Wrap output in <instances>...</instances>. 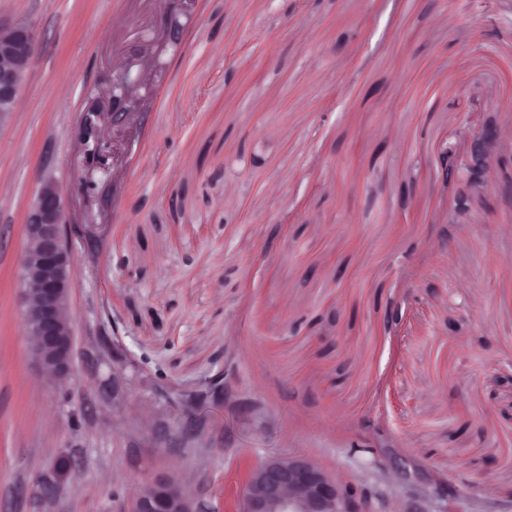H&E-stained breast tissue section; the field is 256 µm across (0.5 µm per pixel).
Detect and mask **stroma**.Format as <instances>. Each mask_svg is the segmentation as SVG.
I'll return each mask as SVG.
<instances>
[{"instance_id":"35a3bbf8","label":"stroma","mask_w":512,"mask_h":512,"mask_svg":"<svg viewBox=\"0 0 512 512\" xmlns=\"http://www.w3.org/2000/svg\"><path fill=\"white\" fill-rule=\"evenodd\" d=\"M16 19L35 42L0 125V512H129L163 472L236 512L272 453L363 512H512V137L470 212L436 176L442 145L512 125V0H0ZM147 48L141 126L87 169L81 117ZM48 171L105 226L72 239L64 382L19 303ZM219 373L223 409L179 447L183 394Z\"/></svg>"}]
</instances>
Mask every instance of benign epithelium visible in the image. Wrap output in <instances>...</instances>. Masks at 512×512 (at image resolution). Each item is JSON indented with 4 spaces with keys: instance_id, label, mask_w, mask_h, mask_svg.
I'll list each match as a JSON object with an SVG mask.
<instances>
[{
    "instance_id": "7a95c632",
    "label": "benign epithelium",
    "mask_w": 512,
    "mask_h": 512,
    "mask_svg": "<svg viewBox=\"0 0 512 512\" xmlns=\"http://www.w3.org/2000/svg\"><path fill=\"white\" fill-rule=\"evenodd\" d=\"M34 30L27 20L0 23V124L15 111L19 92L30 70ZM153 55L143 52L140 70L132 81L125 73L117 76L123 96L112 111L84 113L81 130L88 138L100 139L112 130V152L98 156V163L117 161L120 146L129 143L140 113L134 88L150 78ZM501 139L496 127L483 128L471 135L469 153L461 155L443 146L439 164L444 181L484 183L487 165L474 166L472 154L485 140ZM100 225L72 221L64 204L62 187L55 176L44 174L26 220L27 243L20 264L21 306L26 336L41 371L49 378L63 380L73 370L74 334L69 311L72 275L75 265L69 237L76 234L90 241L98 236ZM203 400L184 404L178 425L181 439L197 441L211 413L224 408L223 377L217 376L201 390ZM359 493L339 484L322 467L305 457L272 454L254 468L245 486L241 512H361ZM131 512H212L201 498L181 489L172 474L146 483L134 499Z\"/></svg>"
}]
</instances>
